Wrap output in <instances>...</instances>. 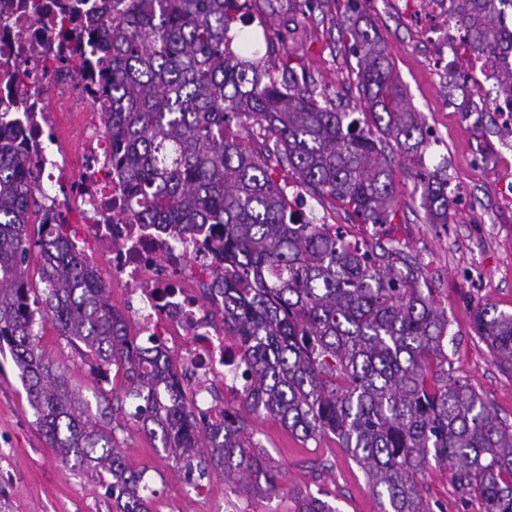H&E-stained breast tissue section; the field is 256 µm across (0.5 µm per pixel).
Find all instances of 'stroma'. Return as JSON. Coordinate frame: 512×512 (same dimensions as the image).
Returning <instances> with one entry per match:
<instances>
[{
    "label": "stroma",
    "mask_w": 512,
    "mask_h": 512,
    "mask_svg": "<svg viewBox=\"0 0 512 512\" xmlns=\"http://www.w3.org/2000/svg\"><path fill=\"white\" fill-rule=\"evenodd\" d=\"M359 8L383 39L393 74L419 112L429 135L421 163L410 162L391 139L384 154L395 179L392 221L362 223L351 208L328 194L302 185L294 171L278 166L275 177L307 201V211L322 223L343 226L359 241L392 244L417 264L421 285L448 313L444 369L449 378L471 384L498 416L512 424V377L504 374L472 328L477 306L492 304L512 311V199L500 194L512 181V135L491 113L446 108L447 87L434 73L423 48L425 31L408 24L403 0H361ZM348 0H253L251 21L234 48L267 54L277 70L293 69L318 93L346 112L366 109L357 88V56L342 36L339 22ZM445 169L448 193L456 203L447 225L430 224L422 207L418 168ZM37 350L64 371L91 417L113 413L111 426L122 456L144 471L143 495L150 512H293V496L302 490L319 497L336 512H381L382 500L365 471L339 448L335 436L300 442L276 420L245 414V426L273 458L280 471L279 490L243 493L225 480L218 467L205 479L177 468L159 441L135 424L137 402L115 405L111 386L90 371L85 358L44 319L34 324ZM108 474L61 461L48 448L30 407L9 348L0 349V512H115ZM430 512H484L479 497H461L451 473L431 465L420 480Z\"/></svg>",
    "instance_id": "35a3bbf8"
}]
</instances>
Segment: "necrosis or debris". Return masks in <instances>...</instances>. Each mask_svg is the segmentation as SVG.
I'll return each mask as SVG.
<instances>
[{
	"label": "necrosis or debris",
	"mask_w": 512,
	"mask_h": 512,
	"mask_svg": "<svg viewBox=\"0 0 512 512\" xmlns=\"http://www.w3.org/2000/svg\"><path fill=\"white\" fill-rule=\"evenodd\" d=\"M456 0H406L411 20L421 25L432 47L431 62L438 76L455 90L481 98L500 125L512 128V101L490 95L486 84L496 80L499 68L512 66V54L485 67V81L472 85L455 69L457 37L448 28ZM80 0H0V99L13 111L34 122L30 151L41 182L59 185L46 206L49 215L78 218L91 237L108 277L129 285L138 305L127 316L141 333L177 348L180 378L196 394L212 393L234 377V352L215 323L214 312L197 293L213 277V259L195 236H178L155 225L131 223L120 178L108 157L111 142L100 113L89 106L92 81L72 58L69 76H61V58L67 49L62 32L81 26ZM40 50L28 77L11 80L8 71L19 62L27 45ZM59 88L57 129L47 131L36 120L43 104L39 88ZM65 156L78 176L68 181L57 158Z\"/></svg>",
	"instance_id": "1"
}]
</instances>
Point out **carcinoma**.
Listing matches in <instances>:
<instances>
[{"label":"carcinoma","instance_id":"1","mask_svg":"<svg viewBox=\"0 0 512 512\" xmlns=\"http://www.w3.org/2000/svg\"><path fill=\"white\" fill-rule=\"evenodd\" d=\"M357 2L342 26L358 53L359 91L373 124L416 156L425 144L419 113L378 37L361 27ZM245 8L244 0H111L89 15L88 62L105 97L91 105L103 114L129 218L197 236L224 264L208 295H224V336L237 346L248 411L304 442L336 436L388 501L383 512H430L418 477L432 459L450 466L461 497L478 495L484 512H512V425L471 384L435 369L448 361V314L420 288V269L393 245L370 250L294 211L263 157L227 136L234 124L259 129L263 150L302 184L345 201L365 224L390 223L396 188L377 141L293 71L280 77L257 54L232 49ZM509 17L512 0H458L452 15L463 45L488 61L512 51ZM26 132L23 122L0 126V346L11 350L49 447L110 475L117 512H149L144 474L118 452L107 414L91 420L65 375L38 354L37 314L93 358L92 371L123 372L140 430L181 468L204 478L207 448L246 492L274 490L278 468L246 440L241 410L224 407L219 427L197 418L170 381L163 347L129 339L69 225L45 217L32 238L41 187ZM417 177L428 223H448V178ZM34 246L40 290L29 288L25 268ZM472 322L512 376V311L482 305ZM294 499L297 512H332L301 490Z\"/></svg>","mask_w":512,"mask_h":512}]
</instances>
